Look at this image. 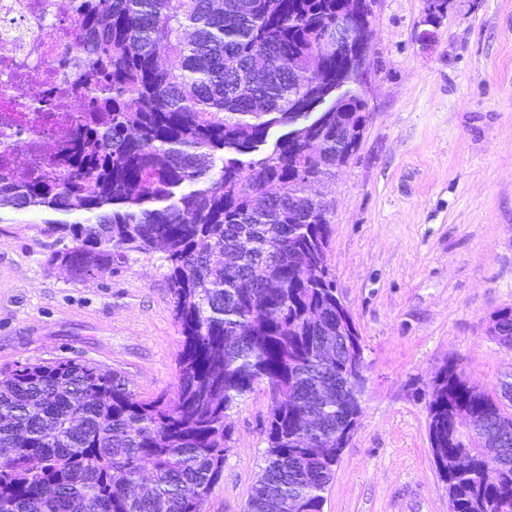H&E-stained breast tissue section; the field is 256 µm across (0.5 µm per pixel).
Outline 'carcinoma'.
<instances>
[{"label": "carcinoma", "mask_w": 512, "mask_h": 512, "mask_svg": "<svg viewBox=\"0 0 512 512\" xmlns=\"http://www.w3.org/2000/svg\"><path fill=\"white\" fill-rule=\"evenodd\" d=\"M344 0H90L75 19L78 111L64 169L18 177L0 161V209L48 219L52 261L95 279L136 254L163 253L184 337L173 397L143 399L96 363L26 361L0 373V503L9 512H202L224 471L227 412L259 384L281 400L268 418L265 467L245 512H323L324 493L360 405L345 375L361 336L336 303L327 263L333 209L305 181L336 175L367 122L359 96L330 104L307 144L274 126L317 78L303 60ZM45 135L34 124L0 135ZM512 344V307L494 313ZM328 339L338 358L319 359ZM329 396L319 398L318 386ZM429 438L454 512L512 504V446L489 447L496 400L455 363L434 381ZM316 413L300 447L299 415ZM458 410L473 426L458 431ZM466 454L459 470L454 457ZM154 479L141 484L143 464Z\"/></svg>", "instance_id": "obj_1"}]
</instances>
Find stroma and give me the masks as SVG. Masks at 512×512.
<instances>
[{
    "label": "stroma",
    "instance_id": "1",
    "mask_svg": "<svg viewBox=\"0 0 512 512\" xmlns=\"http://www.w3.org/2000/svg\"><path fill=\"white\" fill-rule=\"evenodd\" d=\"M373 0L369 116L327 188L328 264L362 339L357 428L323 512H449L428 402L447 363L496 394L512 351L488 334L512 306V0ZM43 214L0 212V370L87 360L145 399L172 396L183 336L159 254L79 281L51 262ZM265 387L229 410L224 473L203 512H244L265 465Z\"/></svg>",
    "mask_w": 512,
    "mask_h": 512
}]
</instances>
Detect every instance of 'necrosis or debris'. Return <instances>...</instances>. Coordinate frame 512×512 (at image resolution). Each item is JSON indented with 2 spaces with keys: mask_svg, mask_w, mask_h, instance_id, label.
<instances>
[{
  "mask_svg": "<svg viewBox=\"0 0 512 512\" xmlns=\"http://www.w3.org/2000/svg\"><path fill=\"white\" fill-rule=\"evenodd\" d=\"M82 0H64L68 20L53 9L54 0H0V123L23 124L30 94L48 96L52 110L43 124L49 149L26 146L30 164L56 158L69 138L67 114L77 100L66 84L64 63L71 54Z\"/></svg>",
  "mask_w": 512,
  "mask_h": 512,
  "instance_id": "obj_1",
  "label": "necrosis or debris"
}]
</instances>
